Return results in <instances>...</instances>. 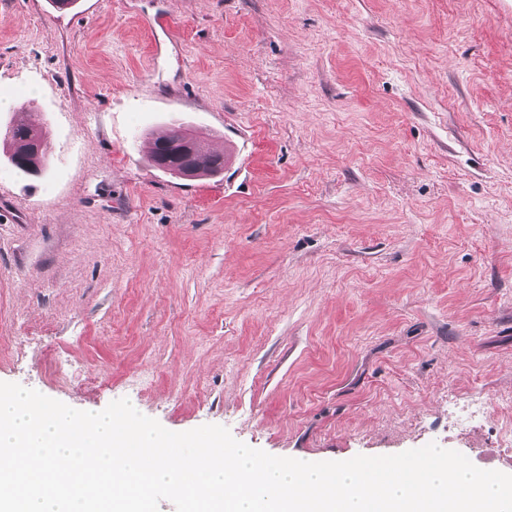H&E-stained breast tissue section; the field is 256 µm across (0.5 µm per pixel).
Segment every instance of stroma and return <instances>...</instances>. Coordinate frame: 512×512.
<instances>
[{"mask_svg":"<svg viewBox=\"0 0 512 512\" xmlns=\"http://www.w3.org/2000/svg\"><path fill=\"white\" fill-rule=\"evenodd\" d=\"M25 105L51 161L0 140V382L512 474V0H0V133ZM175 122L246 164L156 168ZM44 125L43 119L31 120L13 126L6 133L14 147L10 160L17 169L26 173H38L48 167L50 152ZM34 141L42 145L41 156L37 159H33ZM186 131H188V129L184 128L183 125L173 126L167 132H164V133L158 135L157 137H155L154 149L150 155V158H151V162L156 167L161 168V169L169 172L170 174H173V175L175 174L174 171L172 169H170V166L172 165L173 161H171L166 166H161L158 163V160H157L158 151L162 145L174 144L178 139H180L185 134Z\"/></svg>","mask_w":512,"mask_h":512,"instance_id":"stroma-1","label":"stroma"}]
</instances>
